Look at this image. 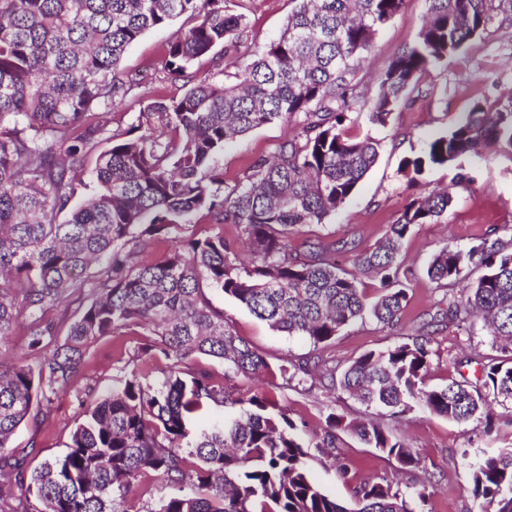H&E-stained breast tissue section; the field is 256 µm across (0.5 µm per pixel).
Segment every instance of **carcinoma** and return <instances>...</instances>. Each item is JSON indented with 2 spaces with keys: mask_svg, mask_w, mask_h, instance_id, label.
Returning a JSON list of instances; mask_svg holds the SVG:
<instances>
[{
  "mask_svg": "<svg viewBox=\"0 0 512 512\" xmlns=\"http://www.w3.org/2000/svg\"><path fill=\"white\" fill-rule=\"evenodd\" d=\"M279 35L262 42L228 0H0V341L31 310L34 363L0 364V471L16 473L21 496L0 512H140L135 491L155 473L177 493L156 512H422L426 486L411 494L386 483L353 491L348 508L309 473L310 449L336 447L346 430L411 472L425 462L372 419L345 421L331 408L322 432L288 417L264 393L234 396L224 380L243 375L299 384L308 365H271L230 329L207 293L222 292L256 318L313 346L370 317L401 320L408 276L398 257L411 228L438 222L469 181L408 203L384 240L336 264V247L291 245L300 228L322 224L375 165L380 143L344 131L354 113L385 125L430 68L458 53L490 19V0H426L428 19L387 65L376 91L356 79L360 60L404 0H293ZM179 19L163 69L175 91L142 110L159 135L112 127V108L150 95L144 77L121 67L147 31ZM251 41L234 72L224 57ZM208 57L212 69L199 74ZM293 134L270 159L256 158L233 183L215 165L224 146L264 125ZM106 148L100 152V145ZM512 149V96L473 101L454 126L401 160L410 182L462 157ZM97 156H92V153ZM91 198H75L85 177ZM200 213L216 231L183 237ZM237 235L224 236V225ZM174 236L161 262L140 258L152 240ZM252 253L239 263V246ZM482 274L448 302V321L479 319L505 360H480L482 387L452 378L428 386L429 337L408 336L366 351L327 386L368 409L402 417L414 408L457 423L489 419L488 395L512 403V239L448 246L427 270L437 289ZM378 280L369 300L361 276ZM79 302L70 319L65 303ZM137 327L142 366L115 381L74 429L67 449L24 474L11 437L30 417L47 419L57 394L79 379L88 348ZM166 360L151 383L153 360ZM197 356L230 373L186 369ZM195 488L191 495L184 486ZM471 495L491 512H512V448L472 469Z\"/></svg>",
  "mask_w": 512,
  "mask_h": 512,
  "instance_id": "cac0c4a2",
  "label": "carcinoma"
}]
</instances>
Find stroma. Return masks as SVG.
Here are the masks:
<instances>
[{"instance_id":"obj_1","label":"stroma","mask_w":512,"mask_h":512,"mask_svg":"<svg viewBox=\"0 0 512 512\" xmlns=\"http://www.w3.org/2000/svg\"><path fill=\"white\" fill-rule=\"evenodd\" d=\"M236 2L250 31L263 40L279 34L293 8L291 0ZM426 9L425 0H405L399 15L378 33L373 52L359 70L362 85H377L390 59L416 38ZM177 29L173 23L146 33L129 49L124 67L145 75L153 89L169 91L170 83L163 80V51ZM511 93L512 0H492L485 31L457 56L424 75L409 98L397 106L387 125L371 123L367 115L356 114L345 126L351 136H368L381 142L379 160L324 223L302 228L294 240L295 247H302L309 239L345 243L348 251L338 253L336 259L341 265H350L354 253L373 248L385 236L411 200L446 187L457 169H464L471 178L469 184L457 187L455 204L437 223L416 225L409 233L400 262L409 272L410 301L397 326L383 327L369 320L342 330L329 343L315 346L305 339L282 335L224 294L210 292L212 305L223 310L233 333L268 362L277 363L286 357L296 360L312 353L327 366L339 369L366 351L386 348L405 336L425 334L432 339L427 374L431 386L447 384L459 372L454 365L456 359L475 350L492 354L491 338L480 321L457 326L442 319L451 294L433 287L426 267L442 247L465 250L491 231L503 239L512 237V152L499 150L461 159L459 168L432 169L417 184L409 183L399 165L404 157L418 153L432 134L450 127L474 98L494 100ZM292 132V127L280 122L263 126L227 145L215 163L223 167L226 181H234L253 159L271 156L276 145ZM139 341L130 329L90 346L84 377L56 396L52 415L44 422L22 425L14 436V447L31 448L29 465L65 451L72 431L84 420L88 408L111 390L115 379L137 368L134 350ZM229 388L244 395L268 394L287 409L291 419L305 421L315 430L320 429L327 407H334L349 419L366 412L364 406L346 395L330 392L319 384L286 389L264 377L240 376L230 381ZM494 412L496 426L490 433L479 422L460 425L418 410L400 419L380 415L386 430L419 453L426 472L403 473L394 459L341 431L335 453L347 469V477H340L334 468L316 458L310 461L312 475L328 494L345 505L352 502L354 486L388 481L405 493L427 484L429 496L424 512H485L471 496V470L484 458L512 448V409L498 406Z\"/></svg>"}]
</instances>
